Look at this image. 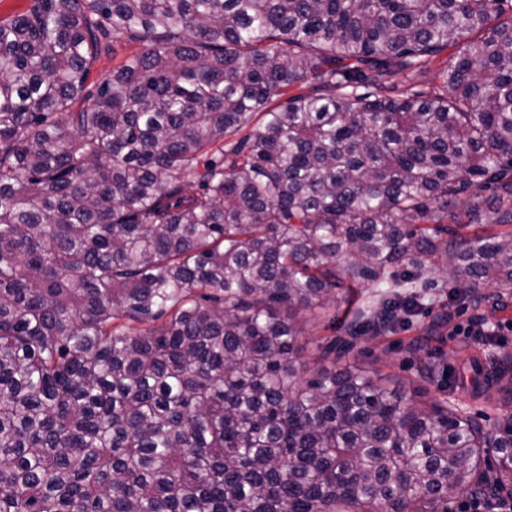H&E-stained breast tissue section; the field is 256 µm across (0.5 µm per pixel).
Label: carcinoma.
<instances>
[{
    "label": "carcinoma",
    "mask_w": 512,
    "mask_h": 512,
    "mask_svg": "<svg viewBox=\"0 0 512 512\" xmlns=\"http://www.w3.org/2000/svg\"><path fill=\"white\" fill-rule=\"evenodd\" d=\"M120 38L139 49L85 93ZM455 46L438 91L386 94ZM465 192L512 224V0L0 20V512H451L511 488L512 410L490 461L475 418L307 329L369 282L348 335L394 331L436 269L506 308L512 229L461 232Z\"/></svg>",
    "instance_id": "carcinoma-1"
}]
</instances>
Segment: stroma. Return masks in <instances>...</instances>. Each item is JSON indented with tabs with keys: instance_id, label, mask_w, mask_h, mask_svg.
I'll return each mask as SVG.
<instances>
[{
	"instance_id": "stroma-1",
	"label": "stroma",
	"mask_w": 512,
	"mask_h": 512,
	"mask_svg": "<svg viewBox=\"0 0 512 512\" xmlns=\"http://www.w3.org/2000/svg\"><path fill=\"white\" fill-rule=\"evenodd\" d=\"M433 277L438 286L433 292L432 305L396 332L356 340L342 361L386 376L390 386L403 385L411 389L424 385L419 367L422 360H429L436 367L435 381L428 386L430 393L437 396L444 390L452 392L486 433L495 434L501 410L488 403L485 397L473 395L472 368L480 366L483 376L489 378L506 355H512V304L507 309L495 310L490 305H478L469 300L449 302L448 273L438 270ZM445 315L452 317V324L462 326L473 319L482 320L494 327L495 333L488 341L452 334V325L441 323ZM419 341L424 344L420 352L414 349Z\"/></svg>"
}]
</instances>
